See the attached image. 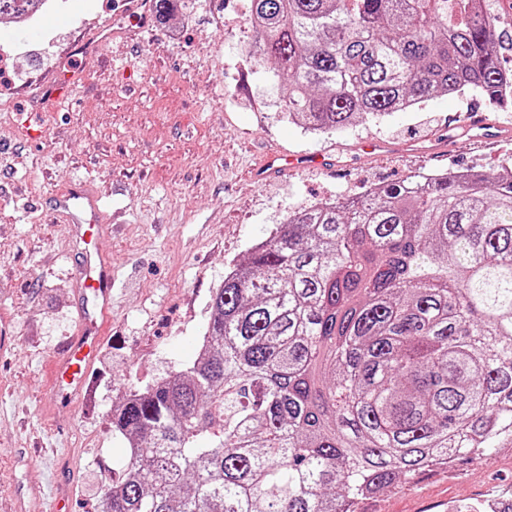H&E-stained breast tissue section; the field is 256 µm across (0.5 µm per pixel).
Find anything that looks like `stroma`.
Segmentation results:
<instances>
[{
    "label": "stroma",
    "mask_w": 512,
    "mask_h": 512,
    "mask_svg": "<svg viewBox=\"0 0 512 512\" xmlns=\"http://www.w3.org/2000/svg\"><path fill=\"white\" fill-rule=\"evenodd\" d=\"M250 0H178L171 21L141 29L122 0H52L28 38L0 21V512H102L122 475L124 440L109 416L131 386L146 387L196 356L211 295L289 212L365 193L416 173L495 174L512 136L490 145L458 134L437 159L404 151L439 135L449 115L477 107L512 128V100L435 95L384 118L315 135L290 123L272 63H256ZM81 83L49 100L65 71ZM391 154L358 159L362 140ZM269 150L352 161L346 173L305 168L256 185ZM91 179L123 208L101 239L112 258V321L93 366L92 403L54 401L49 365L77 332L82 254L55 205ZM512 499V447L433 468L360 500L357 512H486Z\"/></svg>",
    "instance_id": "1"
}]
</instances>
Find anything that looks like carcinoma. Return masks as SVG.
Here are the masks:
<instances>
[{"instance_id":"carcinoma-1","label":"carcinoma","mask_w":512,"mask_h":512,"mask_svg":"<svg viewBox=\"0 0 512 512\" xmlns=\"http://www.w3.org/2000/svg\"><path fill=\"white\" fill-rule=\"evenodd\" d=\"M496 2L251 0L249 23L288 119L327 132L437 93L499 97ZM211 308L207 354L112 410L127 461L106 512H355L512 444L506 166L301 208Z\"/></svg>"}]
</instances>
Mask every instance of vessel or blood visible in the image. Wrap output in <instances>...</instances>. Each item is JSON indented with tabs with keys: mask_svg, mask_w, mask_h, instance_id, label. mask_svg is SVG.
I'll list each match as a JSON object with an SVG mask.
<instances>
[{
	"mask_svg": "<svg viewBox=\"0 0 512 512\" xmlns=\"http://www.w3.org/2000/svg\"><path fill=\"white\" fill-rule=\"evenodd\" d=\"M461 125L481 140H496L512 133L503 125L489 121L485 113L479 111L466 113ZM330 165V159L320 154L271 151L253 168L252 178L264 183L292 170ZM58 207L67 214L71 233L82 247L84 263L78 288L90 297V308L81 318L78 336L68 341L64 356L55 359L50 366L55 395L68 400L87 387L90 369L102 344L101 327L112 311L113 279L111 260L96 246L97 238L109 230L102 222L107 206L99 190L91 181H80L72 192L59 198Z\"/></svg>",
	"mask_w": 512,
	"mask_h": 512,
	"instance_id": "vessel-or-blood-1",
	"label": "vessel or blood"
}]
</instances>
